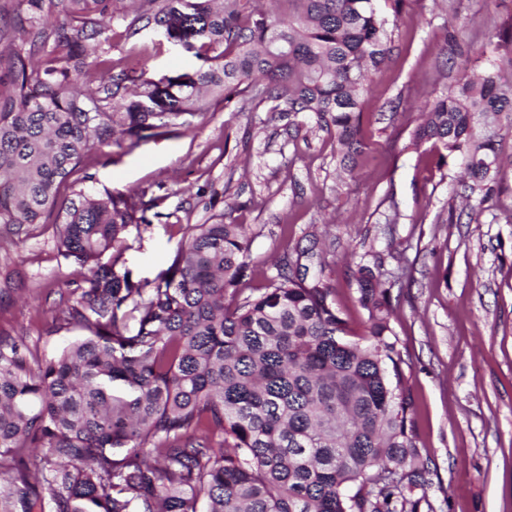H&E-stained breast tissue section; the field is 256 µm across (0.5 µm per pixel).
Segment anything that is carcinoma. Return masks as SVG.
Masks as SVG:
<instances>
[{
	"label": "carcinoma",
	"mask_w": 512,
	"mask_h": 512,
	"mask_svg": "<svg viewBox=\"0 0 512 512\" xmlns=\"http://www.w3.org/2000/svg\"><path fill=\"white\" fill-rule=\"evenodd\" d=\"M113 2L19 0L0 51V224L63 213L59 252L86 273L59 328L88 332L37 365L0 337V512H419L429 467L383 255L356 277L362 344L346 339L324 262L311 274L285 255L263 292L239 295L244 224L187 226L171 264L142 282L124 259L142 200H57L90 150L189 127L211 96L239 112L276 101L335 129L344 158L362 155L370 74L392 49L381 0H277L276 15L257 0H137L120 38L150 28L202 61L159 80L144 60H112ZM498 47L512 66V23ZM117 67L97 93L80 89ZM504 130L512 77L494 64L436 98L411 144L441 146L440 161L464 168V195L485 200Z\"/></svg>",
	"instance_id": "obj_1"
}]
</instances>
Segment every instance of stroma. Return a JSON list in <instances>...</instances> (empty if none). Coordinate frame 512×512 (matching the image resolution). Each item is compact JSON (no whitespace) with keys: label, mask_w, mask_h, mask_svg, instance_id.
I'll return each mask as SVG.
<instances>
[{"label":"stroma","mask_w":512,"mask_h":512,"mask_svg":"<svg viewBox=\"0 0 512 512\" xmlns=\"http://www.w3.org/2000/svg\"><path fill=\"white\" fill-rule=\"evenodd\" d=\"M385 11L394 48L370 76L367 148L352 174L341 170L335 131L266 103L235 112L217 101L193 130L130 151L91 150L59 198L82 189L143 193L147 224L131 231L124 254L136 280L168 267L186 225L218 214L247 225L257 235L243 288L255 295L280 256L329 230L336 304L360 335L358 265L362 255L382 253L395 283L391 326L415 434L430 468L421 512H512V165L488 199L468 200L457 161L439 162L432 144L410 145L427 102L462 73L499 61L498 31L512 21V0H404ZM139 45L156 79L200 65L151 30ZM56 236L52 217L18 231L0 225V336L40 359L83 334L55 327L84 275L60 255Z\"/></svg>","instance_id":"1"}]
</instances>
